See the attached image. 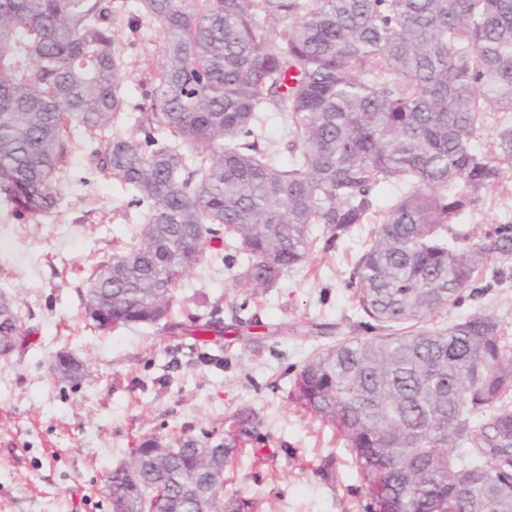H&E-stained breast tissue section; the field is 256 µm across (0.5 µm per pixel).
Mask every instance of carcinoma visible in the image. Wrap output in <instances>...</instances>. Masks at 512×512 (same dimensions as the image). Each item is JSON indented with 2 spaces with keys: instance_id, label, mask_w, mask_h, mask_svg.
Here are the masks:
<instances>
[{
  "instance_id": "carcinoma-1",
  "label": "carcinoma",
  "mask_w": 512,
  "mask_h": 512,
  "mask_svg": "<svg viewBox=\"0 0 512 512\" xmlns=\"http://www.w3.org/2000/svg\"><path fill=\"white\" fill-rule=\"evenodd\" d=\"M118 20L131 36L163 30L128 136L110 134L129 108ZM270 112L288 120L286 166L262 140ZM77 135L145 210L139 244L93 274V327L169 317L209 239H237L238 282L272 288L305 260L312 225L337 242L373 224L346 283L364 320L307 360L293 399L355 454L364 512H512V345L487 311L431 323L512 260V223L465 247L444 235L512 182V0H139L125 17L112 0H0V201L14 216L58 210ZM94 305L112 324L93 321ZM219 324L194 316L187 331ZM21 340L0 296V354ZM261 427L235 411L224 435L203 433L205 461L193 437L144 436L107 499L246 512L212 479L264 447Z\"/></svg>"
}]
</instances>
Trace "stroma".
Here are the masks:
<instances>
[{"label": "stroma", "mask_w": 512, "mask_h": 512, "mask_svg": "<svg viewBox=\"0 0 512 512\" xmlns=\"http://www.w3.org/2000/svg\"><path fill=\"white\" fill-rule=\"evenodd\" d=\"M158 24L125 50L129 104L159 64ZM71 181L59 186L56 213L17 220L0 202V294L16 302L26 340L0 357V512H112L107 475L140 437L170 446L220 427L236 410L254 409L268 443L240 453L224 472L225 493L249 500L251 512H363L358 467L334 428L294 401L292 386L309 357L347 336L362 317L346 282L370 240L362 230L328 244L312 225L307 260L266 290L240 287L238 242L215 240L175 289L165 324L89 326L83 299L100 261L138 241L144 213L128 207V191L94 173L82 141L69 147ZM512 220V186L484 194L451 225L459 246ZM477 296L438 313L449 324L475 311L493 313L512 334V263L486 270ZM218 313L217 343L188 334L189 317ZM256 318L257 326L238 325ZM221 365L198 362V353ZM81 362L78 384L52 372L56 355ZM333 457L335 474L317 468Z\"/></svg>", "instance_id": "stroma-1"}]
</instances>
